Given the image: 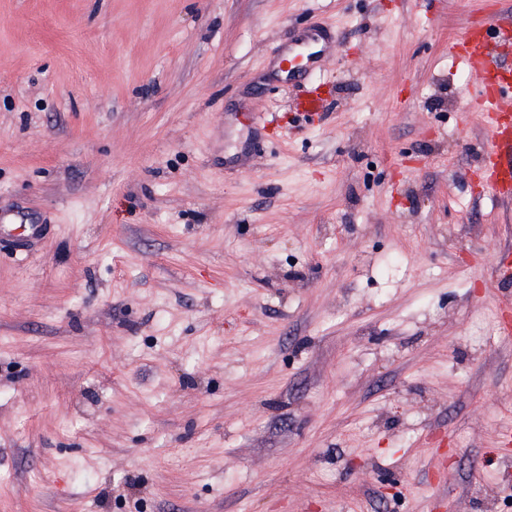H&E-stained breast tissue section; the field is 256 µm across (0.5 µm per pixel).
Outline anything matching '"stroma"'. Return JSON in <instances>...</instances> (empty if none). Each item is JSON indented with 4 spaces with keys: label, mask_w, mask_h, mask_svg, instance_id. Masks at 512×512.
<instances>
[{
    "label": "stroma",
    "mask_w": 512,
    "mask_h": 512,
    "mask_svg": "<svg viewBox=\"0 0 512 512\" xmlns=\"http://www.w3.org/2000/svg\"><path fill=\"white\" fill-rule=\"evenodd\" d=\"M488 11L0 0V512H512ZM477 84L471 108L488 130L482 165L477 173L483 193L512 195V18L492 12L470 25L449 46ZM324 42L323 48L321 47ZM288 47V55L280 60V68L290 79L302 77L315 69L321 53L327 50L328 39L321 28L311 29L299 41Z\"/></svg>",
    "instance_id": "stroma-1"
}]
</instances>
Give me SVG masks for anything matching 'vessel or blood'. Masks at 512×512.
I'll return each instance as SVG.
<instances>
[{"instance_id":"b4317fda","label":"vessel or blood","mask_w":512,"mask_h":512,"mask_svg":"<svg viewBox=\"0 0 512 512\" xmlns=\"http://www.w3.org/2000/svg\"><path fill=\"white\" fill-rule=\"evenodd\" d=\"M324 30L305 32L287 55L280 68L296 78L314 70L325 42ZM449 50L457 54L477 84L471 107L479 112L488 130L482 165L477 173L483 193L512 196V18L493 12L470 25Z\"/></svg>"}]
</instances>
